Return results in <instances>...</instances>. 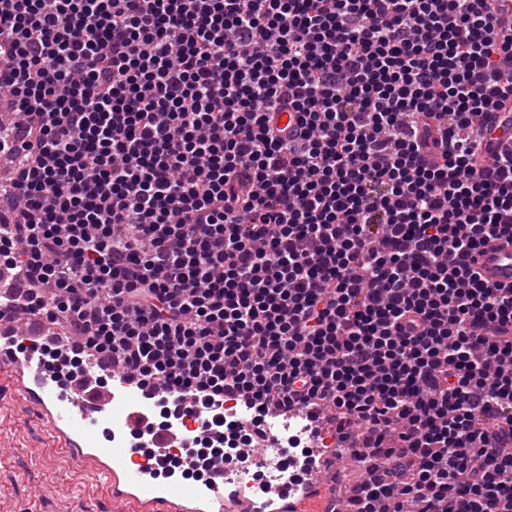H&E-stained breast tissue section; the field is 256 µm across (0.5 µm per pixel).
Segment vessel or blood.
<instances>
[{"label":"vessel or blood","mask_w":512,"mask_h":512,"mask_svg":"<svg viewBox=\"0 0 512 512\" xmlns=\"http://www.w3.org/2000/svg\"><path fill=\"white\" fill-rule=\"evenodd\" d=\"M475 266L481 278L493 285L512 286V241L502 238L480 248ZM8 323L0 321V371L14 378L22 398L46 422L74 459L93 467L103 477L113 500L139 503L142 512H157L160 505L173 504L174 512H253L245 490L228 497L235 479H211L195 486L166 482L163 449L152 458L131 448L127 437L133 428L132 407L145 405L135 388L119 383L87 393L77 387H62L45 369L43 356L17 354ZM268 471V512H332L319 482L303 486L299 497L285 498L280 467L281 451H258Z\"/></svg>","instance_id":"obj_1"}]
</instances>
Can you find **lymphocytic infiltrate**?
<instances>
[{
	"instance_id": "lymphocytic-infiltrate-1",
	"label": "lymphocytic infiltrate",
	"mask_w": 512,
	"mask_h": 512,
	"mask_svg": "<svg viewBox=\"0 0 512 512\" xmlns=\"http://www.w3.org/2000/svg\"><path fill=\"white\" fill-rule=\"evenodd\" d=\"M0 306L91 391L326 413L347 512H512V0H0ZM475 266L489 284L512 286V241L502 238L480 248Z\"/></svg>"
}]
</instances>
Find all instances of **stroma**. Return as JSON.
Returning a JSON list of instances; mask_svg holds the SVG:
<instances>
[{
  "mask_svg": "<svg viewBox=\"0 0 512 512\" xmlns=\"http://www.w3.org/2000/svg\"><path fill=\"white\" fill-rule=\"evenodd\" d=\"M0 512H133L67 455L1 373Z\"/></svg>",
  "mask_w": 512,
  "mask_h": 512,
  "instance_id": "stroma-1",
  "label": "stroma"
}]
</instances>
